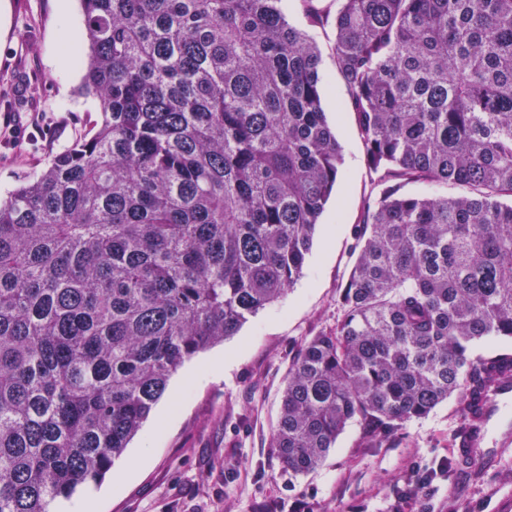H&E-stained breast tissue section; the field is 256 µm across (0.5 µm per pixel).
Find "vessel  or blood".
I'll return each mask as SVG.
<instances>
[{
	"mask_svg": "<svg viewBox=\"0 0 512 512\" xmlns=\"http://www.w3.org/2000/svg\"><path fill=\"white\" fill-rule=\"evenodd\" d=\"M464 423L468 434L458 443V454L470 468H488L512 448V383L490 392Z\"/></svg>",
	"mask_w": 512,
	"mask_h": 512,
	"instance_id": "obj_1",
	"label": "vessel or blood"
}]
</instances>
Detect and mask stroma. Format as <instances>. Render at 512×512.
I'll use <instances>...</instances> for the list:
<instances>
[{"instance_id":"1","label":"stroma","mask_w":512,"mask_h":512,"mask_svg":"<svg viewBox=\"0 0 512 512\" xmlns=\"http://www.w3.org/2000/svg\"><path fill=\"white\" fill-rule=\"evenodd\" d=\"M83 31L80 0H0V113L35 117L21 146L0 134V196L19 175L38 176L86 138L98 103L80 91L85 69L56 65L61 33ZM331 75L323 107L343 149L336 193L317 228L302 277L238 335L197 354L170 379L141 431L101 483L51 508L93 501L95 512H512V450L489 470H459L460 413L448 399L389 439L347 426L316 470L284 471L270 446L288 371L301 345L343 317L340 295L357 235L379 193L348 89L334 59L332 27L312 30ZM223 357L224 372L209 361Z\"/></svg>"}]
</instances>
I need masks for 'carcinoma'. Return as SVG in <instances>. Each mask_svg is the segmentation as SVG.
Returning <instances> with one entry per match:
<instances>
[{
    "label": "carcinoma",
    "instance_id": "carcinoma-1",
    "mask_svg": "<svg viewBox=\"0 0 512 512\" xmlns=\"http://www.w3.org/2000/svg\"><path fill=\"white\" fill-rule=\"evenodd\" d=\"M302 2L298 25L286 0H81L101 116L0 198V512L103 479L170 378L301 277L343 162L327 22L380 191L343 318L288 373L282 468L512 375L471 354L512 341V0Z\"/></svg>",
    "mask_w": 512,
    "mask_h": 512
}]
</instances>
